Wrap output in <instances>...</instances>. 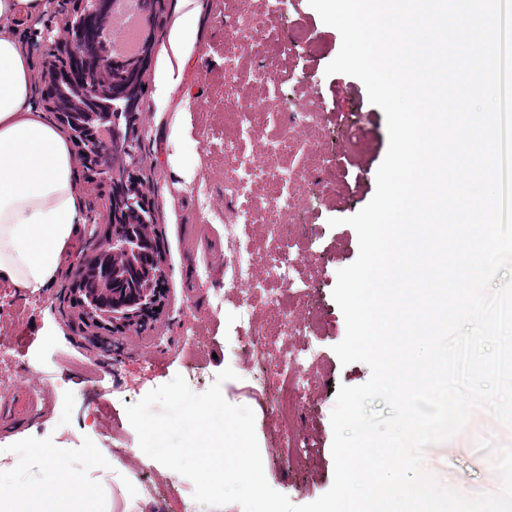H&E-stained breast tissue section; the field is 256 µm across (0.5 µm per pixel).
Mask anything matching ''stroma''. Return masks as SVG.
<instances>
[{"mask_svg":"<svg viewBox=\"0 0 512 512\" xmlns=\"http://www.w3.org/2000/svg\"><path fill=\"white\" fill-rule=\"evenodd\" d=\"M196 37L176 56L172 36L183 14L181 0H164L151 28L152 60L140 100L142 144L148 167L154 222L166 263L168 302L164 313L141 334L98 339L72 313L69 277L77 259L98 247L82 232L55 281L39 294L0 287V490L38 486L52 472L37 456L55 448L82 479L89 512H141L128 506L113 479L114 466L128 468L147 503L142 512H210L194 501L186 477L145 455L125 411L149 391L182 375L197 394L224 368L234 380L222 392L255 415L265 477L296 505L311 503L333 482L330 415L340 385L358 386L370 377L361 362L341 364L333 350L345 336V320L333 299L338 270L358 257V236L345 225L372 199L376 172L388 148L383 111L370 103L356 77L327 74L341 35L326 25L308 0H194ZM244 16L263 18L261 33L238 50L237 79L227 84L224 45L231 25ZM178 78L170 96L160 93ZM249 99L251 137L238 138L240 118L230 103ZM317 113L318 135L305 128L308 110ZM295 127L294 148L281 155L293 171L289 191L301 198L289 216L290 244L297 263L289 281H269L255 265L252 281L236 278L240 260L276 248L278 237L265 224H239L244 205L264 211L277 190L251 185L248 197L224 190V144L236 157L253 161ZM340 219L337 227L329 219ZM282 294L286 310L267 307L266 296ZM250 308L253 321L241 323ZM291 318L289 348L307 355L292 372L307 388L284 426L272 403V377L244 355L246 337L273 334ZM36 400L31 418L7 410L15 395ZM512 443V431L486 411L448 441L428 447L424 470L441 486L467 496L495 493L501 478L478 447L479 440ZM291 444L297 459L283 466L279 451ZM101 460L91 463L89 449Z\"/></svg>","mask_w":512,"mask_h":512,"instance_id":"1","label":"stroma"}]
</instances>
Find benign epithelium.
Masks as SVG:
<instances>
[{
    "mask_svg": "<svg viewBox=\"0 0 512 512\" xmlns=\"http://www.w3.org/2000/svg\"><path fill=\"white\" fill-rule=\"evenodd\" d=\"M68 24L39 32L43 42H63L68 47L57 67L71 77L74 94L56 90L47 70L41 102L57 120L75 129L77 160L90 168L92 179L112 186L109 215L111 233L101 251L107 260L94 271L97 288L86 295L87 265L79 260L71 271L74 308L89 327L129 334L143 330L164 307L162 251L152 202L133 170L146 165L140 139L132 128L116 131L119 120L137 115L139 90L151 61V41L141 38L138 53H112L110 33L117 19V0H68ZM139 14L150 26L163 0H136Z\"/></svg>",
    "mask_w": 512,
    "mask_h": 512,
    "instance_id": "7a95c632",
    "label": "benign epithelium"
}]
</instances>
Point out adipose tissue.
<instances>
[{
    "instance_id": "adipose-tissue-1",
    "label": "adipose tissue",
    "mask_w": 512,
    "mask_h": 512,
    "mask_svg": "<svg viewBox=\"0 0 512 512\" xmlns=\"http://www.w3.org/2000/svg\"><path fill=\"white\" fill-rule=\"evenodd\" d=\"M45 0H0V286L32 294L47 288L86 219L65 137L31 104L32 60L16 31ZM43 512H87L77 475L38 491Z\"/></svg>"
}]
</instances>
